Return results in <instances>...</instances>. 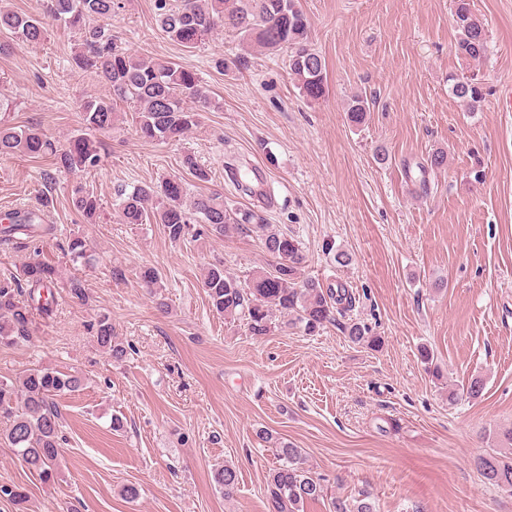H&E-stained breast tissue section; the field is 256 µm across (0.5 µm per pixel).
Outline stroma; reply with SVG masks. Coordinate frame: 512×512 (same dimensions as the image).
<instances>
[{
	"label": "stroma",
	"mask_w": 512,
	"mask_h": 512,
	"mask_svg": "<svg viewBox=\"0 0 512 512\" xmlns=\"http://www.w3.org/2000/svg\"><path fill=\"white\" fill-rule=\"evenodd\" d=\"M119 2L110 21L119 42L195 71L217 106L174 144L140 138L125 103L110 132L88 131L80 102L111 90L70 64L69 30L51 28L43 42L0 54V94L16 105L15 125L102 145L86 178L99 217L77 214L59 184L47 217L55 233L38 243L63 276L82 277L88 304L60 292L32 343L0 346V377L43 366L77 371L85 384L62 399L68 443L55 482L0 445V484L27 494L20 508L0 499V512H266L265 476L277 458L262 429L302 448L327 487V499L304 512H330L331 497L362 490L377 512H512V494L474 465L491 448L488 433L512 428V111L502 100L512 85V0H471L489 34L478 63L455 51L451 0H301L328 76L325 100L313 104L281 56L222 31L184 49L157 25L155 0ZM452 73L481 79L479 111L452 95ZM356 93L372 102L359 127L346 119ZM439 150L447 163L430 168ZM188 154L208 181L184 167ZM230 162L248 167L251 189L264 186L275 206L239 191ZM53 170L48 156L0 155V217L34 205ZM162 180L181 184L187 201L223 192L230 208L294 235L305 275L349 288L350 319L382 336V349L348 342L338 324L257 338L245 320H224L201 286L203 268L220 259L244 278L273 259L255 236L176 244L161 225L121 223L117 188ZM73 234L95 250L93 267L63 257L59 246ZM340 251L350 265L337 264ZM142 265L160 272L161 297L140 287ZM102 314L127 350L122 362L88 330ZM423 345L442 380L426 372ZM477 376L482 398L449 404V390ZM224 462L239 471L230 499L214 479ZM130 484L139 489L133 501L121 494Z\"/></svg>",
	"instance_id": "1"
}]
</instances>
